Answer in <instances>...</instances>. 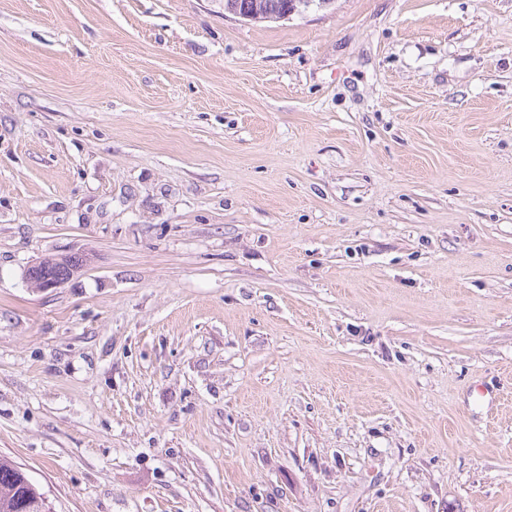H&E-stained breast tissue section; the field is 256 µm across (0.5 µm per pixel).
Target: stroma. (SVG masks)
I'll use <instances>...</instances> for the list:
<instances>
[{
  "label": "stroma",
  "mask_w": 512,
  "mask_h": 512,
  "mask_svg": "<svg viewBox=\"0 0 512 512\" xmlns=\"http://www.w3.org/2000/svg\"><path fill=\"white\" fill-rule=\"evenodd\" d=\"M0 458L53 512H512V0H0ZM266 4L269 5L270 9L272 11H275L276 9H282L289 0H264ZM318 1V7H324L329 5L332 0H292L288 4V8L279 12H268V14L264 15V18L266 19H288L292 15L295 14H302L306 11H308L311 7L314 6V2ZM59 258H46V260L43 262V264H38L31 266L32 269L29 272V274L26 277V280L30 286V288L36 290V291H44L52 288H56L63 284L64 282L52 278L50 276H47L44 272L45 270L53 265H47V261L51 263L58 262Z\"/></svg>",
  "instance_id": "stroma-1"
}]
</instances>
